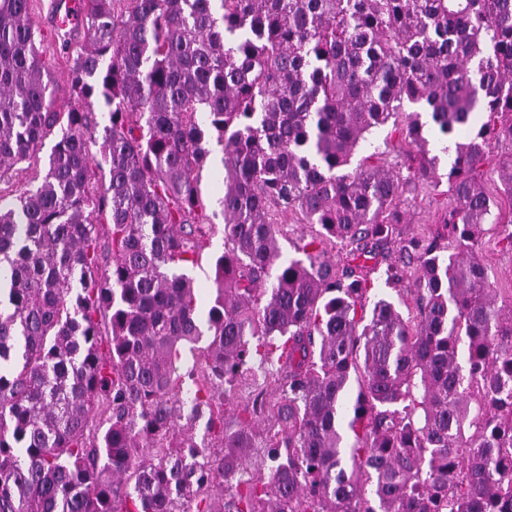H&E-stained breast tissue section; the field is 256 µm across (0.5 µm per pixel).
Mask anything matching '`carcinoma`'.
Listing matches in <instances>:
<instances>
[{
  "instance_id": "obj_1",
  "label": "carcinoma",
  "mask_w": 512,
  "mask_h": 512,
  "mask_svg": "<svg viewBox=\"0 0 512 512\" xmlns=\"http://www.w3.org/2000/svg\"><path fill=\"white\" fill-rule=\"evenodd\" d=\"M86 2L69 87L100 114L48 110L30 0H0V180L61 132L40 185L0 196V512H512V295L478 260L488 224L512 248L478 180L498 153L512 202V0ZM405 102L412 164L352 165ZM427 128L469 132L454 203L401 238L404 187L440 182ZM288 212L321 232L286 260ZM391 246L407 319L365 312ZM211 154L208 163L200 171L197 178V185L203 201L208 205L210 212L216 211L218 216L214 218V223L221 229L211 241V246L207 248L202 256L198 266L194 267L190 276L194 279V286L198 302L207 308L213 298V262L215 256L224 251V235L222 228L224 220L220 213L221 207L219 200L224 195V167L221 163L223 156L222 147L216 145L215 141L209 145Z\"/></svg>"
}]
</instances>
